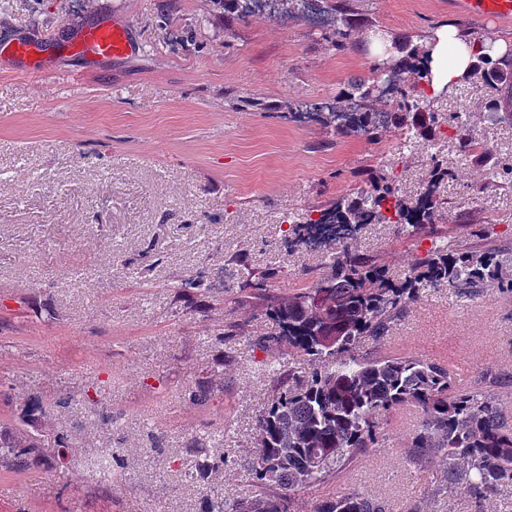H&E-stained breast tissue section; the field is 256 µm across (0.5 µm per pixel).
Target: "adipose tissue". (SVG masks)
Wrapping results in <instances>:
<instances>
[{"label":"adipose tissue","instance_id":"adipose-tissue-1","mask_svg":"<svg viewBox=\"0 0 512 512\" xmlns=\"http://www.w3.org/2000/svg\"><path fill=\"white\" fill-rule=\"evenodd\" d=\"M425 45L430 50L432 84L437 91L460 78L473 60L471 42L462 39L451 26L438 29Z\"/></svg>","mask_w":512,"mask_h":512}]
</instances>
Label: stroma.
<instances>
[{
    "mask_svg": "<svg viewBox=\"0 0 512 512\" xmlns=\"http://www.w3.org/2000/svg\"><path fill=\"white\" fill-rule=\"evenodd\" d=\"M332 1L366 34L418 43L448 25L477 36L478 19L451 0H313L285 17L244 18L224 0H0V43L46 50L40 66L0 57V428L35 402L72 450L51 469L0 467V512H197L203 494L247 492L267 365L280 353L262 301L310 286L324 260L288 247V225L375 174L413 198L436 155L456 174L440 189L449 247L512 251V181L497 175L512 161V123L488 116L480 85L430 103L470 116L485 150L468 159L450 126L403 148L388 127L345 136L300 118L383 60L368 43H333ZM115 18L133 55L59 54L77 27ZM355 244L400 281L434 240L368 224ZM201 271L224 275L206 299L183 287ZM250 279L264 280L263 298ZM359 351L460 362L473 377L512 373V294L426 291ZM201 381L212 390L202 405L190 397ZM75 391L88 402L56 406ZM416 425L411 407L386 417L384 447L303 496V512L350 488L391 512H474L470 497L444 490L447 462L421 473L408 462ZM195 439L224 449L228 464L192 483ZM103 448L122 478L113 490L92 483L87 465Z\"/></svg>",
    "mask_w": 512,
    "mask_h": 512,
    "instance_id": "obj_1",
    "label": "stroma"
}]
</instances>
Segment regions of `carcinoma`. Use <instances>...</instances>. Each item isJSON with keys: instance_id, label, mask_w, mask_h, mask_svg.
Listing matches in <instances>:
<instances>
[{"instance_id": "obj_1", "label": "carcinoma", "mask_w": 512, "mask_h": 512, "mask_svg": "<svg viewBox=\"0 0 512 512\" xmlns=\"http://www.w3.org/2000/svg\"><path fill=\"white\" fill-rule=\"evenodd\" d=\"M336 41L353 44L359 30L342 10L331 6ZM427 49L409 40H393L376 75L354 82L362 103L385 102L386 108L350 112L339 101L317 113L339 134L372 133L381 127L396 130L401 140L416 146L434 140L441 127L453 121L459 151L474 149L469 119H447L429 109L426 90L430 70L422 59ZM464 83L487 90L486 111L512 120V60L479 54L464 75ZM454 172L436 156L429 159L428 176L415 199L406 197L391 176H377L371 189H359L302 224H291L294 245L322 246L328 252L325 273L306 288H295L272 301L266 315L275 322L274 341L284 354L309 366L305 375L274 359L268 368L271 398L259 414L255 452L247 463L250 486L245 495L213 492L200 500L199 512H299L300 495L352 466L368 449L385 447L383 418L405 405L418 409L420 421L407 442V459L418 472L434 462L448 461L444 489L465 493L484 512L486 500L512 487V414L492 387L499 376L481 375L460 386L448 368L415 356L364 358L358 347L367 338L386 336L428 288H446L457 296L487 284L512 293V274L495 247L458 251L439 246L416 259L401 282L390 280L373 257L352 246L354 236L326 234L332 225L359 232L366 224H395L408 236H432L443 219L440 186ZM185 287L199 295L215 290L201 275ZM29 418H19L16 430L0 431V460L15 471L52 466L66 458L62 445L28 430ZM190 451L203 480L224 466L225 453L203 444ZM315 512H389L388 506L353 489L321 499Z\"/></svg>"}]
</instances>
